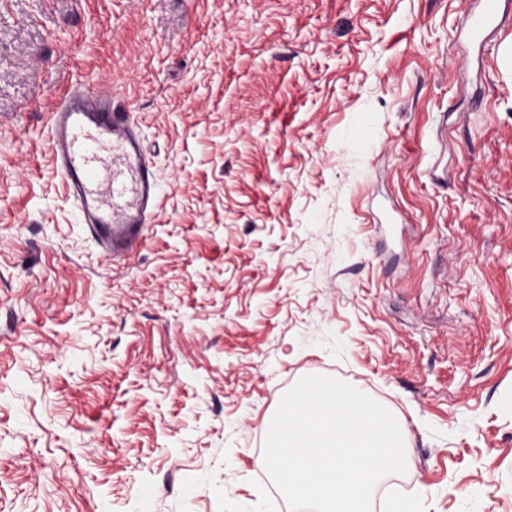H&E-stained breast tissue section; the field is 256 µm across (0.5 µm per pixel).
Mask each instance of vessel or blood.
<instances>
[{
  "instance_id": "obj_1",
  "label": "vessel or blood",
  "mask_w": 512,
  "mask_h": 512,
  "mask_svg": "<svg viewBox=\"0 0 512 512\" xmlns=\"http://www.w3.org/2000/svg\"><path fill=\"white\" fill-rule=\"evenodd\" d=\"M500 12L501 0H478L469 40L484 44ZM47 129L56 169L91 236L111 259L137 253L157 213L158 174L134 113L83 77L64 89Z\"/></svg>"
}]
</instances>
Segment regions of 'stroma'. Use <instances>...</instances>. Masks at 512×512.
<instances>
[{"instance_id": "1", "label": "stroma", "mask_w": 512, "mask_h": 512, "mask_svg": "<svg viewBox=\"0 0 512 512\" xmlns=\"http://www.w3.org/2000/svg\"><path fill=\"white\" fill-rule=\"evenodd\" d=\"M0 0V512H291L300 378L411 464L376 497L512 512V0ZM159 175L144 248L80 221L45 118L77 75ZM501 0H479L478 11L471 21L468 38L479 46L483 45L486 32L500 23Z\"/></svg>"}]
</instances>
